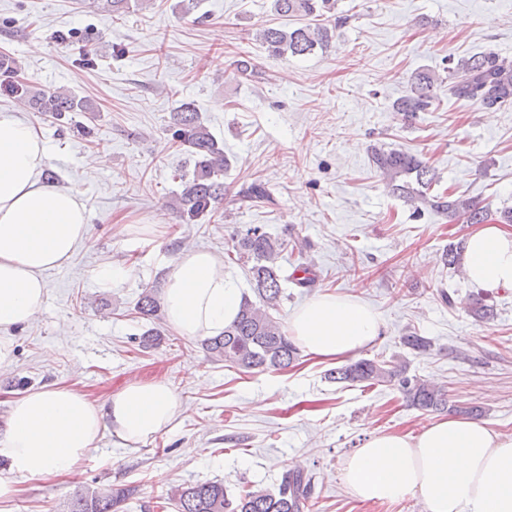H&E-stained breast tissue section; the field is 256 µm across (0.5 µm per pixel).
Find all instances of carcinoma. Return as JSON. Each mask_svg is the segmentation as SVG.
<instances>
[{
  "label": "carcinoma",
  "instance_id": "cac0c4a2",
  "mask_svg": "<svg viewBox=\"0 0 512 512\" xmlns=\"http://www.w3.org/2000/svg\"><path fill=\"white\" fill-rule=\"evenodd\" d=\"M148 0H97L107 10L123 12L131 6L143 7ZM276 12L309 18L324 17L333 12L335 0H274ZM256 38L274 57H296L311 53L316 46H326L332 39V29L320 23L286 31L263 27ZM448 79L432 70H418L410 75L404 95L393 107L405 116L428 112L440 102L437 90L448 83V94L482 109L500 107L512 102V59L493 52L465 56H448ZM18 101L34 112H46L59 122L69 121L71 112H88L85 102L67 89L45 93L28 83H16L10 89ZM173 136L194 159L193 175L182 181V190L175 198L173 209L184 224H196L213 216L224 200V169L228 160L224 145L212 135L199 112L190 103L181 104L173 115ZM373 163L379 169L386 187L393 195L415 205L427 204L448 216L449 221L483 224L497 221L512 224V208H503L493 216L488 207L459 196L448 199L443 194H430L440 181L434 169L417 156L398 150L371 151ZM234 248L239 259L253 262L251 267L255 299L244 297L237 320L218 336L203 341L206 351L218 361L228 362L246 370H279L290 366L299 355V348L288 336L286 325L274 317L284 297L282 282L290 279L299 287H306L313 278L311 267L300 266L303 278L286 275L278 260L284 243L260 227L233 234ZM137 310L144 317H153L160 311V302L154 290L141 293ZM471 312L482 322L495 318L494 307L478 295L473 298ZM405 347L423 352L431 341L415 332L402 337ZM404 359L391 361L359 358L327 373V379L349 387H372L387 383L396 386L407 406L423 411H463L474 409L448 404L447 387L408 374ZM313 476L305 470L293 469L283 473L274 491L243 489L231 495L220 482H205L178 486L168 492L165 503L175 512H304L311 507ZM135 494L131 487L108 488L102 492L78 494L73 497L67 512H124L126 502Z\"/></svg>",
  "mask_w": 512,
  "mask_h": 512
}]
</instances>
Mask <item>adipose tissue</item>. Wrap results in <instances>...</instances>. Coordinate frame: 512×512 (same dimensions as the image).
Here are the masks:
<instances>
[{"label": "adipose tissue", "mask_w": 512, "mask_h": 512, "mask_svg": "<svg viewBox=\"0 0 512 512\" xmlns=\"http://www.w3.org/2000/svg\"><path fill=\"white\" fill-rule=\"evenodd\" d=\"M41 133L0 112V329L30 324L47 289L46 270L64 266L88 241L79 193L43 181ZM463 267L482 288H512V233L490 225L467 240ZM168 325L181 336H216L237 317L243 292L224 262L186 248L166 265L161 291ZM378 315L351 297L318 294L288 317V334L322 359H343L375 342ZM185 410L163 378L126 384L97 402L70 388L27 393L0 428V459L31 478L74 476L103 431L125 445L152 441ZM343 481L358 501L417 498L424 512H512V437L486 423L450 416L417 434L377 433L346 458Z\"/></svg>", "instance_id": "ef3b65f1"}]
</instances>
